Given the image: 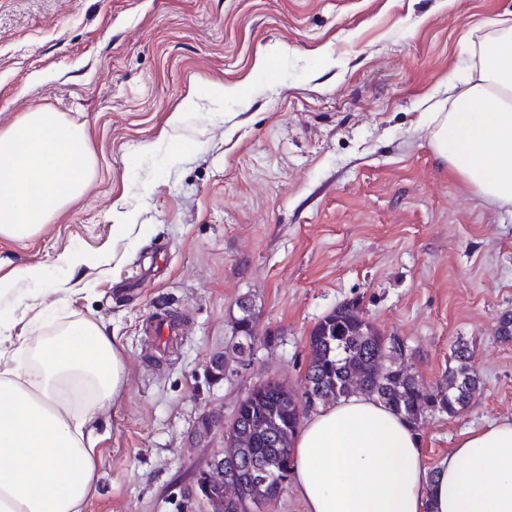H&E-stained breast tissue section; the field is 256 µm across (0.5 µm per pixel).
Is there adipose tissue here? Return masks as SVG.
<instances>
[{
  "label": "adipose tissue",
  "instance_id": "ef3b65f1",
  "mask_svg": "<svg viewBox=\"0 0 512 512\" xmlns=\"http://www.w3.org/2000/svg\"><path fill=\"white\" fill-rule=\"evenodd\" d=\"M466 87L434 115L439 157L489 203L512 204V25L494 24ZM95 172L83 125L48 109L0 129V236L37 234ZM0 371V512H85L94 450L85 429L126 379L114 337L81 319ZM304 512H512V421L470 430L427 469L410 424L363 395L320 407L297 434Z\"/></svg>",
  "mask_w": 512,
  "mask_h": 512
}]
</instances>
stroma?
I'll return each instance as SVG.
<instances>
[{"mask_svg":"<svg viewBox=\"0 0 512 512\" xmlns=\"http://www.w3.org/2000/svg\"><path fill=\"white\" fill-rule=\"evenodd\" d=\"M498 19L512 0H0V129L53 109L97 162L39 233L0 237L1 277L46 272L0 299L11 336L88 318L122 347L86 512H207L184 489L238 402L270 377L302 392L311 330L350 300L426 384L470 348L483 388L423 421L427 468L512 419V205L449 170L431 122ZM67 250L86 264L61 265ZM243 301L262 341L215 374ZM163 313L183 321L165 353Z\"/></svg>","mask_w":512,"mask_h":512,"instance_id":"1","label":"stroma"}]
</instances>
